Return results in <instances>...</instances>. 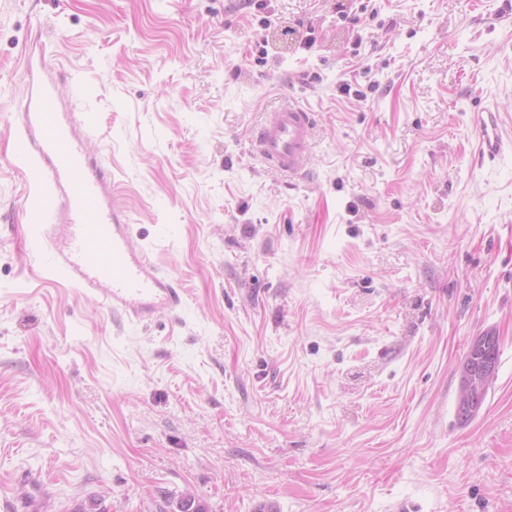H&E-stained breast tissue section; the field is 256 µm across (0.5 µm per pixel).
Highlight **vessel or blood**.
I'll return each mask as SVG.
<instances>
[{
  "mask_svg": "<svg viewBox=\"0 0 512 512\" xmlns=\"http://www.w3.org/2000/svg\"><path fill=\"white\" fill-rule=\"evenodd\" d=\"M24 69L18 99L20 156L31 164L41 189L37 207L48 218L47 223L28 225L30 248L48 257L51 269L66 281L127 322L145 325L159 309H179L183 289L144 250L132 247V226L115 196L112 173L83 146L82 136L92 124L60 96L62 74L47 65L42 44L26 49ZM477 121L481 159L494 161L512 152V138L503 137L496 111L480 112ZM314 129L313 114L289 102L254 129L250 148L263 163L297 177L305 168ZM56 225L66 227L64 238L52 237ZM27 485L24 512H44L42 484L31 475Z\"/></svg>",
  "mask_w": 512,
  "mask_h": 512,
  "instance_id": "vessel-or-blood-1",
  "label": "vessel or blood"
}]
</instances>
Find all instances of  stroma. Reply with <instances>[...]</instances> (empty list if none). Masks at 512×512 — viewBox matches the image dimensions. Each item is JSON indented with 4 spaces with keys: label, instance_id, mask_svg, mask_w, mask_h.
I'll use <instances>...</instances> for the list:
<instances>
[{
    "label": "stroma",
    "instance_id": "stroma-1",
    "mask_svg": "<svg viewBox=\"0 0 512 512\" xmlns=\"http://www.w3.org/2000/svg\"><path fill=\"white\" fill-rule=\"evenodd\" d=\"M74 73L131 244L185 290L123 321L29 253L20 55ZM304 175L254 159L285 100ZM512 0H0V498L46 512H512ZM499 338L478 414L459 364ZM478 150L482 160L495 161L506 150L512 152V138L504 140L495 110L486 109L478 114ZM26 485L30 488V493L22 502L24 512H44L46 497L44 495L43 485L37 477L32 474L27 477Z\"/></svg>",
    "mask_w": 512,
    "mask_h": 512
}]
</instances>
